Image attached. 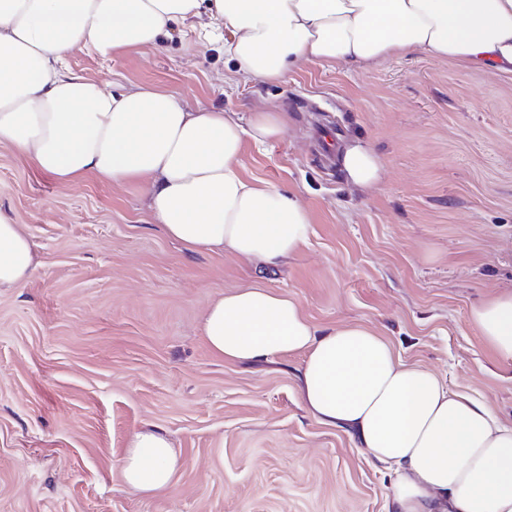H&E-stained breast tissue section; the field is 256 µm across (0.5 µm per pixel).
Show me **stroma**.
Listing matches in <instances>:
<instances>
[{
  "label": "stroma",
  "instance_id": "obj_1",
  "mask_svg": "<svg viewBox=\"0 0 512 512\" xmlns=\"http://www.w3.org/2000/svg\"><path fill=\"white\" fill-rule=\"evenodd\" d=\"M67 63L115 92L285 112L278 139L245 142L242 173L297 194L311 230L277 268L191 251L155 224L141 185L63 183L0 143V210L38 262L0 288V512H385L393 475L306 409L302 355L232 363L207 346L210 303L252 283L294 297L317 329L375 330L512 425V363L471 320L512 289V75L414 53L261 83L200 31L110 59L80 47ZM325 140L374 149L379 187L356 192ZM146 427L180 458L152 496L120 467Z\"/></svg>",
  "mask_w": 512,
  "mask_h": 512
}]
</instances>
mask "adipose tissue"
<instances>
[{"label": "adipose tissue", "instance_id": "ef3b65f1", "mask_svg": "<svg viewBox=\"0 0 512 512\" xmlns=\"http://www.w3.org/2000/svg\"><path fill=\"white\" fill-rule=\"evenodd\" d=\"M203 19L223 32L237 74L260 81L412 52L512 74V0H0V143L61 182L141 184L156 224L188 248L263 267L288 262L307 242L310 214L298 197L247 179L240 164L244 141L264 145L283 133L282 113L244 120L153 86L117 93L65 63L78 46L114 57L157 46L175 26L197 31ZM339 161L355 189L378 186L383 161L370 147L345 146ZM36 266L22 225L0 211V288L23 285ZM471 319L511 362L512 292ZM201 331L227 362L302 354L308 411L396 473L388 512H512V426L402 362L372 329L317 331L297 300L256 283L213 301ZM178 467L152 429L136 433L121 460L125 483L143 496L167 489Z\"/></svg>", "mask_w": 512, "mask_h": 512}]
</instances>
